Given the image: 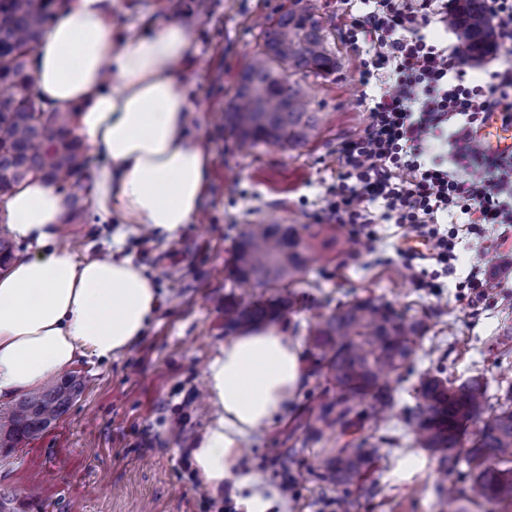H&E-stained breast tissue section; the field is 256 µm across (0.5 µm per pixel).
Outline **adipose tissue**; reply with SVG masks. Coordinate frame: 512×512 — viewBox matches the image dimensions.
Returning <instances> with one entry per match:
<instances>
[{"mask_svg":"<svg viewBox=\"0 0 512 512\" xmlns=\"http://www.w3.org/2000/svg\"><path fill=\"white\" fill-rule=\"evenodd\" d=\"M115 0H68L45 31L33 66L36 95L72 115L100 163L89 201L100 216L177 238L197 216L212 157L188 134L182 65L191 25L173 18L136 34L113 21ZM64 192L30 178L6 202L13 237L33 246L0 274V400L42 388L82 357L112 359L159 313L155 283L131 257L78 260L60 239ZM216 417L188 451L213 497L237 491L239 512H286L273 485L242 465L243 443L288 411L303 382L300 349L277 326L229 338L208 363Z\"/></svg>","mask_w":512,"mask_h":512,"instance_id":"ef3b65f1","label":"adipose tissue"}]
</instances>
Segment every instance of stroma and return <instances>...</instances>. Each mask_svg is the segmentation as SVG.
<instances>
[{"label":"stroma","mask_w":512,"mask_h":512,"mask_svg":"<svg viewBox=\"0 0 512 512\" xmlns=\"http://www.w3.org/2000/svg\"><path fill=\"white\" fill-rule=\"evenodd\" d=\"M332 16L334 75L305 77L310 111L319 113L317 135L288 150L263 147L237 150L224 126L243 69L257 50L262 22L288 0H117L114 20L139 32L172 17L193 24L196 49L184 66L192 129L213 157L201 203L202 223L184 227L169 240L154 233H128L120 250L143 266L161 297L160 312L144 337L111 360L80 359L73 371L83 386L68 411L39 438L11 453L0 451V507L5 512H218L185 472L181 449L192 447L215 408L204 394L209 359L224 345V296L231 288L225 262L237 234L247 224H325L327 200L336 185L339 143L367 122L360 99V52L342 32L344 0H310ZM117 218L85 211L63 225L61 240L79 257L111 253ZM356 250L320 244L325 256L295 287L299 300L282 325L295 343L308 327L337 306L372 297L390 303L428 331L411 365L402 372L400 406H414L415 389L427 370L445 369L448 378L483 373L490 387L512 381V353L500 354L492 339L512 328V288L494 304L473 305L459 287L485 239L469 236L456 251L457 273L436 276L431 260L410 261L402 229L375 224L356 240ZM298 390L287 418L251 435L245 443L248 471L274 486L288 487V512H336V493L321 490L310 473L317 446H308L296 465L284 457V441L305 399ZM393 439V458L377 473L388 497L407 500L411 512H454L439 508L441 483L434 462L407 476L397 457L411 452L413 434L400 419L388 427L366 423Z\"/></svg>","instance_id":"35a3bbf8"}]
</instances>
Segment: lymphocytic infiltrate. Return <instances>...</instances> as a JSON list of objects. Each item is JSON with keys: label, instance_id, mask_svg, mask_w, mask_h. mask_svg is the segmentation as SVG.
Here are the masks:
<instances>
[{"label": "lymphocytic infiltrate", "instance_id": "1", "mask_svg": "<svg viewBox=\"0 0 512 512\" xmlns=\"http://www.w3.org/2000/svg\"><path fill=\"white\" fill-rule=\"evenodd\" d=\"M343 31L363 44V86L375 88L367 123L338 149L328 208L354 234L378 221L431 243L433 260L455 272L460 229L495 230L489 252L512 240V155L490 152V119L512 128V0H486L501 64L470 65L429 37L447 26L454 0H359Z\"/></svg>", "mask_w": 512, "mask_h": 512}]
</instances>
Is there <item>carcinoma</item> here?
<instances>
[{"label": "carcinoma", "instance_id": "obj_1", "mask_svg": "<svg viewBox=\"0 0 512 512\" xmlns=\"http://www.w3.org/2000/svg\"><path fill=\"white\" fill-rule=\"evenodd\" d=\"M448 17L464 57L480 61L489 52L492 31L485 0H456ZM61 0H0V202L28 178L60 177L79 184L90 177V160L72 134L69 112L42 105L33 90L31 64L44 28ZM331 23L304 0L268 18L262 45L239 77L224 126L238 145L295 148L319 129L317 113L307 110L295 74L329 76L336 72V52L329 46ZM335 224H247L237 237L227 264L236 286L271 292L264 301L224 297V331L248 330L280 319L290 303L288 287L305 280L312 268L317 237L336 238ZM14 247L0 227V270H7ZM428 330L422 320H408L372 298L339 305L307 337L306 377L316 385L305 397L303 414L288 433L302 444L319 443L336 432L334 447L322 450L311 467L319 483L336 490V512H353L374 499L381 487L374 466L389 456L384 437L355 436L366 420L385 425L398 406L393 382L417 353ZM75 375L26 394L0 413V449L9 451L42 435L79 393ZM402 416L414 434V446L435 461L443 478L456 477V497L486 512L512 506V383L503 394H489L480 373L461 381L438 368L421 376L417 402Z\"/></svg>", "mask_w": 512, "mask_h": 512}]
</instances>
